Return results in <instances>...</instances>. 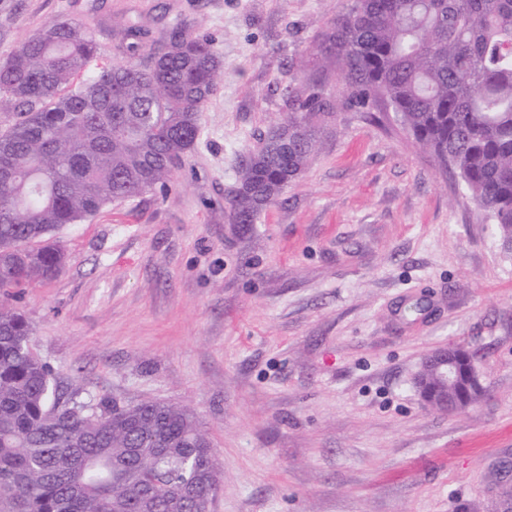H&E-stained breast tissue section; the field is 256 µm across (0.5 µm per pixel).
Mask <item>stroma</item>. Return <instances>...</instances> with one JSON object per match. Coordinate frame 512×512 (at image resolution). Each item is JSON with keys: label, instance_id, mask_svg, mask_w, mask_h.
<instances>
[{"label": "stroma", "instance_id": "1", "mask_svg": "<svg viewBox=\"0 0 512 512\" xmlns=\"http://www.w3.org/2000/svg\"><path fill=\"white\" fill-rule=\"evenodd\" d=\"M347 0H0V59L84 21L176 25L224 57L166 191L61 228L70 261L16 305L31 351L79 401L190 408L222 476L209 512H512V253L389 114L352 107L255 223L225 200L288 115L291 64L342 98L316 46ZM480 348L484 397L448 414L413 388L425 355Z\"/></svg>", "mask_w": 512, "mask_h": 512}]
</instances>
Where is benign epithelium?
<instances>
[{"label":"benign epithelium","instance_id":"obj_1","mask_svg":"<svg viewBox=\"0 0 512 512\" xmlns=\"http://www.w3.org/2000/svg\"><path fill=\"white\" fill-rule=\"evenodd\" d=\"M475 364L468 363L463 346L453 343L437 347L430 351L423 360L422 369L415 378L414 387L424 405L440 409L450 414L461 409L458 401H448V393L437 390L430 378L442 383L454 384L464 376H474Z\"/></svg>","mask_w":512,"mask_h":512}]
</instances>
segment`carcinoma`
Wrapping results in <instances>:
<instances>
[{
	"label": "carcinoma",
	"mask_w": 512,
	"mask_h": 512,
	"mask_svg": "<svg viewBox=\"0 0 512 512\" xmlns=\"http://www.w3.org/2000/svg\"><path fill=\"white\" fill-rule=\"evenodd\" d=\"M144 35L129 25L128 60L92 70L93 31L59 18L0 60V112L13 113L0 129V512H207L220 490L211 440L189 408L66 396L8 304L65 265L56 230L165 189L194 147L224 59L179 26L145 58ZM317 51L344 78V104L384 105L455 171L511 252L512 0H350ZM285 97L287 119L244 157L225 201L234 224L254 223L298 178L318 119L335 110L301 71Z\"/></svg>",
	"instance_id": "obj_1"
}]
</instances>
